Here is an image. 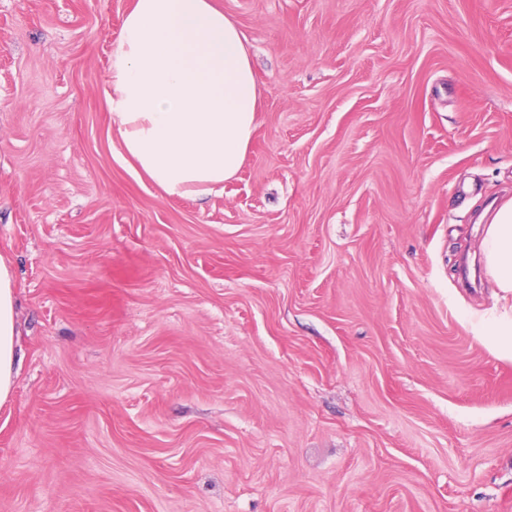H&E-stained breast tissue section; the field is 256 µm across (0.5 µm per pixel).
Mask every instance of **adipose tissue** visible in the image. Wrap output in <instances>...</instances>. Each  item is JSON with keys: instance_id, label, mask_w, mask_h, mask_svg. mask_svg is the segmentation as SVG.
<instances>
[{"instance_id": "ef3b65f1", "label": "adipose tissue", "mask_w": 512, "mask_h": 512, "mask_svg": "<svg viewBox=\"0 0 512 512\" xmlns=\"http://www.w3.org/2000/svg\"><path fill=\"white\" fill-rule=\"evenodd\" d=\"M103 94L127 161L169 197L206 195L235 176L257 125L249 51L212 0H135ZM480 254L497 300L512 299V199L492 214ZM16 305L0 257V404L13 390Z\"/></svg>"}]
</instances>
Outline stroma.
<instances>
[{"label": "stroma", "mask_w": 512, "mask_h": 512, "mask_svg": "<svg viewBox=\"0 0 512 512\" xmlns=\"http://www.w3.org/2000/svg\"><path fill=\"white\" fill-rule=\"evenodd\" d=\"M133 3L0 0V512H512V0H214L262 97L183 198L102 93ZM480 254L498 301L512 299V199L499 205L485 227ZM16 290L10 264L0 256V405L13 390L16 359ZM475 326L485 336H499V341L512 349V314H504L494 320L486 319L485 314L474 313Z\"/></svg>", "instance_id": "35a3bbf8"}]
</instances>
